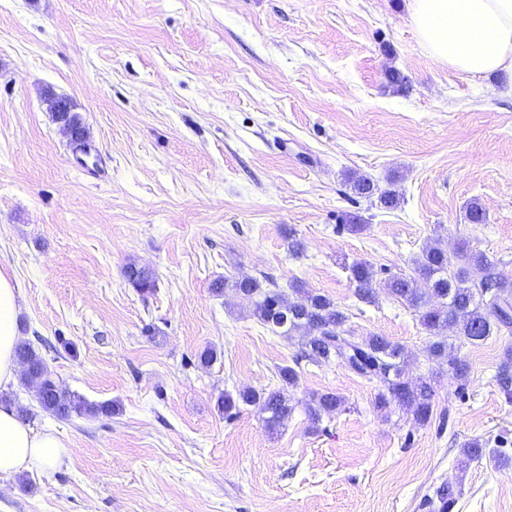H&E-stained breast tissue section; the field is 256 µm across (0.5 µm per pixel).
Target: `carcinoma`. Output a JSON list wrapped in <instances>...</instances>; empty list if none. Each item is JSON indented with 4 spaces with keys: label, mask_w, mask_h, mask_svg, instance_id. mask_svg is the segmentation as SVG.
<instances>
[{
    "label": "carcinoma",
    "mask_w": 512,
    "mask_h": 512,
    "mask_svg": "<svg viewBox=\"0 0 512 512\" xmlns=\"http://www.w3.org/2000/svg\"><path fill=\"white\" fill-rule=\"evenodd\" d=\"M350 185L355 194L362 197H370L376 191L373 181L364 176L350 178ZM487 265L486 256L480 251L463 245L450 253L436 243L423 250L414 276L393 275L384 281L388 293L415 310L421 325L432 336L426 347L427 358L448 357V348L456 342L474 346L495 332L512 333V279L490 273L480 285L470 282L469 268ZM348 270L356 297L363 303H374L376 279L372 266L365 261H354ZM124 274L126 280L142 294L156 288L154 273L146 267L131 263ZM421 281L425 283L423 288L419 286ZM293 291L301 295L300 300L287 298L270 275L262 282L250 277L226 276L212 283V292L217 296L251 299L253 315L271 333L291 337L302 329L306 330L300 359L322 364L335 358L355 375L379 382L381 389L375 397L377 408L405 409L421 424L431 419L434 411L433 377H410V362L401 346L376 334L365 338L355 336L346 329L348 315L329 297L306 292L300 287L293 288ZM16 359L26 365V377L39 385L37 395L45 412L59 419L112 414V403H92L72 391L31 345H19ZM298 365L300 362L296 359L294 365L278 368L282 386L276 389L243 390L234 395L224 393L219 402L224 417L232 418L242 405L256 406L265 414L268 429L279 428L294 410L288 389L297 383ZM449 367L460 387L467 386L468 364L455 357L450 359ZM496 378L504 391L512 390L511 357L501 362ZM341 405V397L327 392L314 396L305 404V411L315 425L321 421L322 415L336 411ZM487 454L485 444L478 440L467 443L462 449V455L468 461ZM488 455L496 458L498 452Z\"/></svg>",
    "instance_id": "1"
}]
</instances>
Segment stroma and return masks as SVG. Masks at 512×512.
I'll return each mask as SVG.
<instances>
[{"label":"stroma","mask_w":512,"mask_h":512,"mask_svg":"<svg viewBox=\"0 0 512 512\" xmlns=\"http://www.w3.org/2000/svg\"><path fill=\"white\" fill-rule=\"evenodd\" d=\"M510 85L432 63L408 0H0V269L20 290V339L117 407L61 420L22 381L1 386L0 405L68 453L0 476V512H428L443 483L453 512H512V397L495 379L512 335L454 349L470 367L459 389L426 360L413 309L383 289L360 302L347 270L411 276L426 245L465 242L488 259L472 281L512 273ZM48 89L81 114L86 164ZM351 175L398 205L356 195ZM473 202L485 223L467 220ZM343 213L364 231H337ZM132 262L154 293L127 282ZM228 275L324 294L356 336L400 344L446 425L377 410V383L335 361L302 362L277 430L251 406L225 420L224 391L280 387L301 348L248 299L214 296ZM326 392L344 406L311 424L304 404ZM473 439L501 461L460 467ZM45 99L49 102V109L52 113L53 120L57 123L62 132L68 137V143L77 145L74 155L77 160L84 162L83 156L90 154V143L88 140L85 127L82 129L84 136L77 135L78 126L71 122L64 115L74 112V105L71 100L64 96H59L52 91H48ZM74 117L77 120H82L77 112H74ZM124 274L126 280L140 293H151L156 288V278L149 268L130 263Z\"/></svg>","instance_id":"obj_1"}]
</instances>
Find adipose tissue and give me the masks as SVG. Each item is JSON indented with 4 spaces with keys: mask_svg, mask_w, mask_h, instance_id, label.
Instances as JSON below:
<instances>
[{
    "mask_svg": "<svg viewBox=\"0 0 512 512\" xmlns=\"http://www.w3.org/2000/svg\"><path fill=\"white\" fill-rule=\"evenodd\" d=\"M413 26L428 57L456 72L512 78V0H409ZM19 292L0 271V386L16 378ZM66 445L0 406V474L15 476L62 462Z\"/></svg>",
    "mask_w": 512,
    "mask_h": 512,
    "instance_id": "obj_1",
    "label": "adipose tissue"
}]
</instances>
